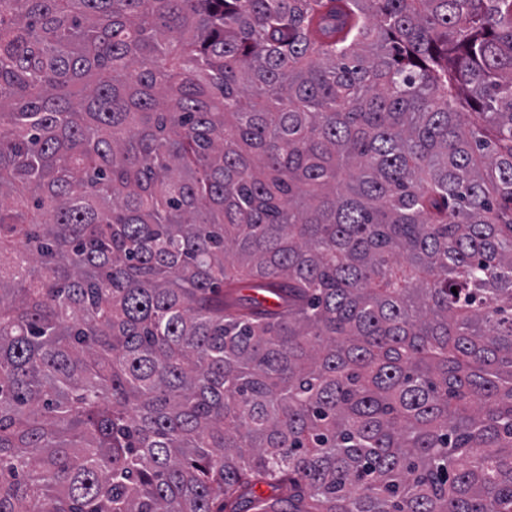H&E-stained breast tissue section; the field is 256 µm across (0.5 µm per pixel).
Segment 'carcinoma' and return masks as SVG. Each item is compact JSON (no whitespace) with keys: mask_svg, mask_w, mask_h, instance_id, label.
Instances as JSON below:
<instances>
[{"mask_svg":"<svg viewBox=\"0 0 512 512\" xmlns=\"http://www.w3.org/2000/svg\"><path fill=\"white\" fill-rule=\"evenodd\" d=\"M0 512H512V0H0Z\"/></svg>","mask_w":512,"mask_h":512,"instance_id":"cac0c4a2","label":"carcinoma"}]
</instances>
